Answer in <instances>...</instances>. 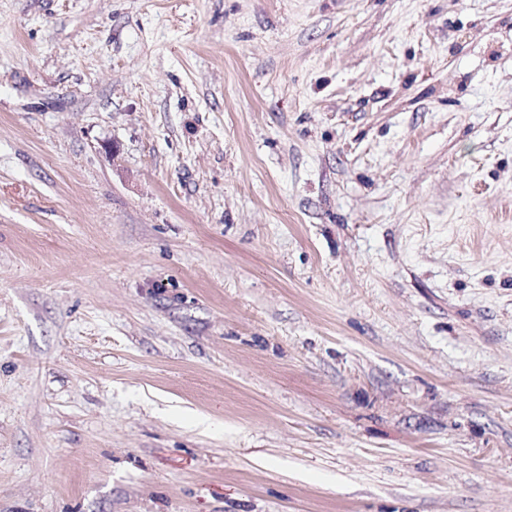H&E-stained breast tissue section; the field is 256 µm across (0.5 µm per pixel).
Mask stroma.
<instances>
[{"label":"stroma","mask_w":512,"mask_h":512,"mask_svg":"<svg viewBox=\"0 0 512 512\" xmlns=\"http://www.w3.org/2000/svg\"><path fill=\"white\" fill-rule=\"evenodd\" d=\"M0 512H512V0H0Z\"/></svg>","instance_id":"1"}]
</instances>
